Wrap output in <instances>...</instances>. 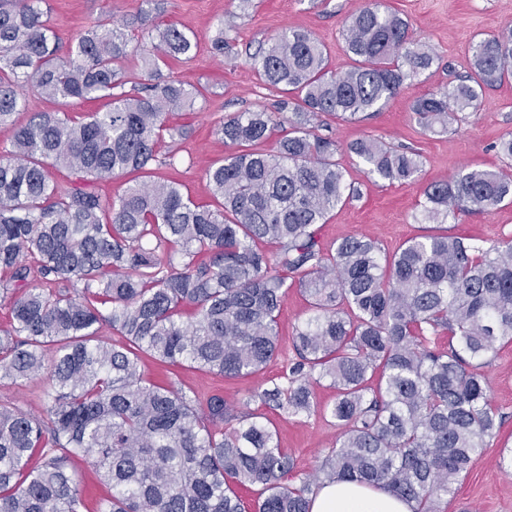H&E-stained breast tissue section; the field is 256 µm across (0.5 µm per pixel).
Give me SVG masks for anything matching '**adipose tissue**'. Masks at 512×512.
<instances>
[{"label": "adipose tissue", "instance_id": "1", "mask_svg": "<svg viewBox=\"0 0 512 512\" xmlns=\"http://www.w3.org/2000/svg\"><path fill=\"white\" fill-rule=\"evenodd\" d=\"M415 504L381 485L353 481L322 484L311 496L309 512H414Z\"/></svg>", "mask_w": 512, "mask_h": 512}]
</instances>
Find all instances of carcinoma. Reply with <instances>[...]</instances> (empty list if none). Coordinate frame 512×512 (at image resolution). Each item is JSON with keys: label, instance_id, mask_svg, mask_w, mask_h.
I'll list each match as a JSON object with an SVG mask.
<instances>
[{"label": "carcinoma", "instance_id": "obj_1", "mask_svg": "<svg viewBox=\"0 0 512 512\" xmlns=\"http://www.w3.org/2000/svg\"><path fill=\"white\" fill-rule=\"evenodd\" d=\"M44 3L0 0V126L26 108L24 82L58 105L32 113L0 158V266L20 291L0 336V378L45 372L50 381L43 414L0 406V512H79L74 456L112 487L98 512H309L321 480L383 485L415 512H440L501 425L477 368L512 343V237L425 234L388 255L352 235L324 249L322 224L356 189L336 141L313 125L381 109L432 67L430 46L381 0L345 21L352 64L343 71L330 70L310 33L285 30L254 65L264 84L295 94L279 106L291 115L219 120L235 151L206 170L216 207L164 179L104 201L52 170L91 183L174 165L173 154L159 158L160 144L186 131L169 117L201 92L163 78L160 66L192 59L196 43L169 24L133 45L122 28L98 23L63 53ZM471 52L469 76L413 101L423 130L463 121L512 76V26ZM71 100L105 104L80 120L61 110ZM349 150L373 178L402 184L421 172L419 154L376 138ZM506 200L512 175L462 169L428 186L419 217L445 224ZM293 288L310 303L292 336L297 359L255 398L281 416L320 412L339 427L319 471L302 477L265 414L236 412L218 395L192 399L140 368L149 356L226 379L262 372L278 355ZM104 326L112 339L98 336ZM323 381L336 390L324 408L315 396ZM252 485L262 493L250 508L239 489Z\"/></svg>", "mask_w": 512, "mask_h": 512}]
</instances>
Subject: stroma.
I'll use <instances>...</instances> for the list:
<instances>
[{"label": "stroma", "mask_w": 512, "mask_h": 512, "mask_svg": "<svg viewBox=\"0 0 512 512\" xmlns=\"http://www.w3.org/2000/svg\"><path fill=\"white\" fill-rule=\"evenodd\" d=\"M388 10L411 24L416 36L433 48L436 61L418 80L401 88L379 112L360 122L319 117L322 135L339 145L335 156L348 182L360 191L357 198L336 207L320 230L324 248L358 234L377 240L386 252L396 251L407 240L422 234L449 233L468 238L512 235V203L488 211L456 214L447 225L420 224L417 206L429 184L444 182L463 168L500 170L512 175V159L502 157L493 145L512 134V79L486 90L480 106L470 111L461 124L448 132L433 134L417 124L411 105L415 98L455 85L469 71L471 45L480 37L512 25V0H382ZM364 0H48L49 25L62 44H69L94 21L109 19L126 26L129 34L141 32L140 16L150 24L165 27L174 23L193 36L198 44L193 60L169 61L162 74L203 89L193 107L174 113L171 126H186V138H165L163 151L190 157L192 166L158 167V175L173 177L185 193L199 203L213 196L204 170L230 151L214 122L218 116L266 110L276 112L282 95L260 81L252 57L266 41L287 28L301 29L325 45L329 66L340 70L350 60L341 36L345 20L362 7ZM223 33L230 48L215 54L212 41ZM373 136L393 146L420 153L423 167L415 180L400 184L369 179L364 166L349 152L351 143ZM309 305L297 291L290 290L278 317L282 351L265 373L235 380L187 366L165 369L151 358H143L145 379L163 381L188 396L206 399L223 396L233 406L257 409L251 396L265 378L277 374L283 362L294 359L291 336L308 314ZM483 372L492 403L503 415L495 437L477 457L469 473L461 478L455 494L441 504L442 512H512V469L499 466L503 446L512 447V344L499 346ZM48 380L40 376L15 383L0 379V406H14L35 414L47 403ZM280 443L291 455L300 473H310L332 448L337 428L316 414L310 418L278 420Z\"/></svg>", "instance_id": "stroma-1"}]
</instances>
